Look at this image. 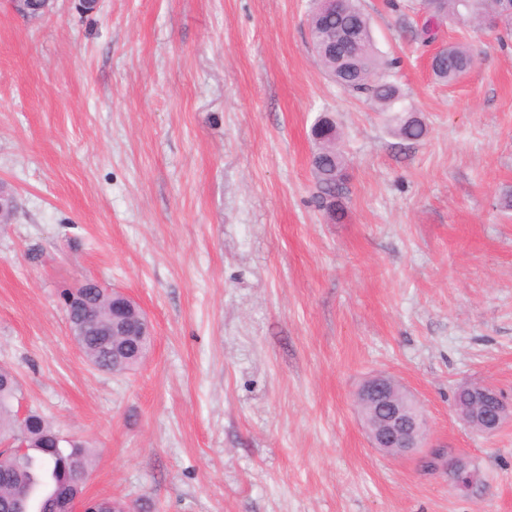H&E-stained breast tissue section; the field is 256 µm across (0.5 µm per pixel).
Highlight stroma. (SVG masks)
I'll return each mask as SVG.
<instances>
[{"mask_svg":"<svg viewBox=\"0 0 512 512\" xmlns=\"http://www.w3.org/2000/svg\"><path fill=\"white\" fill-rule=\"evenodd\" d=\"M427 125L334 84L307 40L311 0H0V366L94 454L84 494L149 512H512V419L493 435L456 389L512 401V38L421 0H360ZM474 62L452 84L430 55ZM348 162L342 221L319 208L311 129ZM154 327L123 374L92 368L59 300L86 280ZM386 374L460 490L373 448L356 403ZM56 0H9L14 13L31 21L48 15ZM483 387V389H478V391L485 396L491 397L496 402L497 417L494 420L489 421V419L485 417V421H483V417L478 410H475L471 406H463L459 401H455L454 408L459 418L472 430L480 434L490 435L500 428L506 417L511 419L512 405L509 406L506 404L500 394L491 386L484 385Z\"/></svg>","mask_w":512,"mask_h":512,"instance_id":"obj_1","label":"stroma"}]
</instances>
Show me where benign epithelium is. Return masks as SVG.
<instances>
[{"mask_svg":"<svg viewBox=\"0 0 512 512\" xmlns=\"http://www.w3.org/2000/svg\"><path fill=\"white\" fill-rule=\"evenodd\" d=\"M56 0H9L14 13L31 21L48 15ZM16 209L15 194L4 184H0V222L6 224ZM96 288L101 296L112 298V309L116 317L112 322L86 323L77 328V334H112V352L119 364H125L133 355H143L144 345L152 338V326L143 310L128 295L120 291H109L94 280H87L71 291L68 305L81 310L89 303L84 289ZM481 393L495 400L497 417L485 420L480 412L471 406L455 402L454 408L472 430L490 435L496 432L504 420L512 416V405H508L500 394L486 385ZM358 400L371 404V417L364 419L365 428L372 445L382 452L406 457L427 449L425 463L433 470L442 469L448 475V481L457 488L472 485L475 473L470 463L463 458H448L435 445H427V422L418 405L399 385H394L387 376H376L367 381L358 392Z\"/></svg>","mask_w":512,"mask_h":512,"instance_id":"obj_1","label":"benign epithelium"}]
</instances>
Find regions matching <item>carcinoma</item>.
Segmentation results:
<instances>
[{
  "mask_svg": "<svg viewBox=\"0 0 512 512\" xmlns=\"http://www.w3.org/2000/svg\"><path fill=\"white\" fill-rule=\"evenodd\" d=\"M432 19L445 18L480 20L490 16L512 29V0H427L424 3ZM352 28L362 46V52L353 58H323L322 67L342 89L362 94L383 112H395L394 132L403 141L418 142L426 135L423 120L411 115L414 108L404 105V95L390 78L397 61L388 59L377 50L369 19L361 9L359 0H343L334 15L319 14L311 10L309 28L312 36L323 39L333 32ZM473 55L465 46L450 47L442 51L432 73L443 83H453L467 72ZM314 134L323 138L313 155L312 168L322 195L319 203L327 204L329 212L341 218L339 203L344 165L333 141V125L327 120L316 122ZM84 358L96 369L123 373V368L112 367V346L106 336L76 337ZM21 389L14 372L0 367V437L14 440L13 447L0 451V512H18L33 504L36 512H59L60 504L74 501L83 493L81 478L93 466L91 449L73 441L64 446L57 444L58 432L40 414L29 412L19 418L14 409Z\"/></svg>",
  "mask_w": 512,
  "mask_h": 512,
  "instance_id": "obj_1",
  "label": "carcinoma"
}]
</instances>
